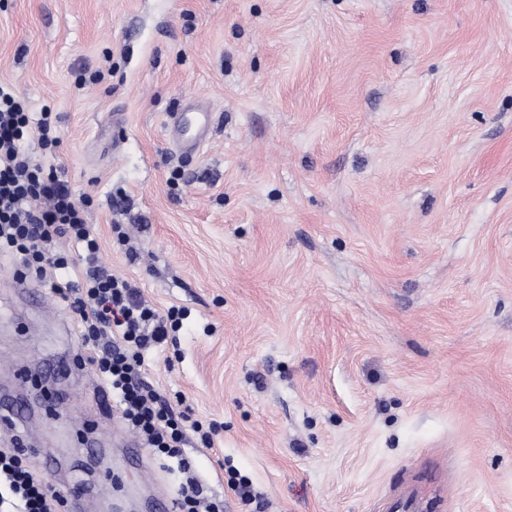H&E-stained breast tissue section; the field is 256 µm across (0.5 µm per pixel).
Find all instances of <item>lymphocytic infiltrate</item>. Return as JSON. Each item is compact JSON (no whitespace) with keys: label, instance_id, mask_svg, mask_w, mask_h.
<instances>
[{"label":"lymphocytic infiltrate","instance_id":"1","mask_svg":"<svg viewBox=\"0 0 512 512\" xmlns=\"http://www.w3.org/2000/svg\"><path fill=\"white\" fill-rule=\"evenodd\" d=\"M33 134L43 152L54 153L59 138L51 112L33 117L12 88L0 85V253L20 255L17 277L50 282L81 326L105 405L120 411L154 456L176 461L186 474L177 512H222V502L203 495L182 451L187 431L200 433L208 447L212 436L191 421L181 396L164 397L142 377L145 352L179 331L189 311L159 312L102 265L98 236L84 217L86 200L74 197L64 170L33 161L25 147ZM60 504L24 465L22 450L0 451V512H58Z\"/></svg>","mask_w":512,"mask_h":512}]
</instances>
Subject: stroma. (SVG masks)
I'll use <instances>...</instances> for the list:
<instances>
[{"instance_id": "1", "label": "stroma", "mask_w": 512, "mask_h": 512, "mask_svg": "<svg viewBox=\"0 0 512 512\" xmlns=\"http://www.w3.org/2000/svg\"><path fill=\"white\" fill-rule=\"evenodd\" d=\"M0 84L51 109L100 256L190 309L147 380L215 422L224 512H512V0H0ZM210 112L199 150L170 116ZM0 254V449L152 512L79 325ZM249 478L243 501L228 470Z\"/></svg>"}]
</instances>
